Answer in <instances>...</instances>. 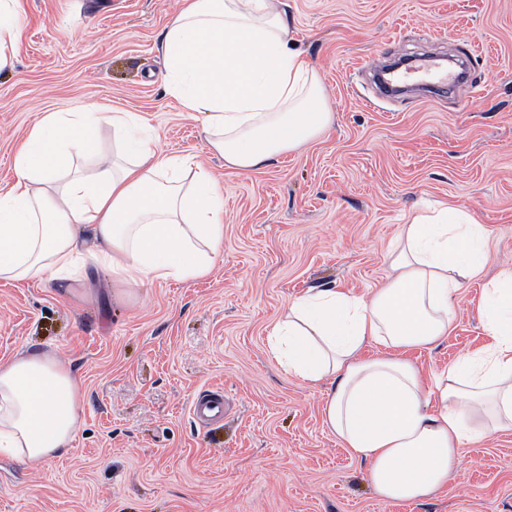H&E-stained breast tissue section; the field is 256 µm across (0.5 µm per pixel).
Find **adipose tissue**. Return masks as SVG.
<instances>
[{
  "label": "adipose tissue",
  "mask_w": 512,
  "mask_h": 512,
  "mask_svg": "<svg viewBox=\"0 0 512 512\" xmlns=\"http://www.w3.org/2000/svg\"><path fill=\"white\" fill-rule=\"evenodd\" d=\"M161 48L167 91L203 115L207 143L241 172L298 150L332 122L323 87L293 46L281 0H187ZM22 0H0V69L22 37ZM134 112L47 113L17 150L0 193V281L61 288L108 270L127 294L145 281L208 276L224 242V189L196 158L161 151ZM110 126L115 156L95 130ZM383 288L356 297L321 288L292 301L271 329V355L328 385V430L368 465L389 501L436 496L465 443L512 426V269L475 307L489 342L424 376L409 350L446 340L453 298L488 261L483 224L442 206L402 225ZM377 346L375 355L365 350ZM82 383L54 352L0 362V453L35 464L65 452L81 428Z\"/></svg>",
  "instance_id": "1"
}]
</instances>
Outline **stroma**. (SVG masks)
Listing matches in <instances>:
<instances>
[{
    "label": "stroma",
    "mask_w": 512,
    "mask_h": 512,
    "mask_svg": "<svg viewBox=\"0 0 512 512\" xmlns=\"http://www.w3.org/2000/svg\"><path fill=\"white\" fill-rule=\"evenodd\" d=\"M285 2L333 121L240 173L166 91L161 35L184 0H25L20 50L0 71V191L45 113L135 112L161 149L223 183L224 244L208 277L148 281L129 299H99L104 271L67 294L0 281V361L54 351L85 387L66 453L34 466L0 453V512H512V427L466 444L436 497L386 501L326 427V385L289 374L268 347L309 289L381 287L400 225L441 203L485 225L489 262L455 295L448 339L408 357L429 375L487 344L475 306L512 268V0ZM382 52L461 58L468 81L382 98L369 71ZM212 387L225 414L206 426L190 406Z\"/></svg>",
    "instance_id": "obj_1"
}]
</instances>
